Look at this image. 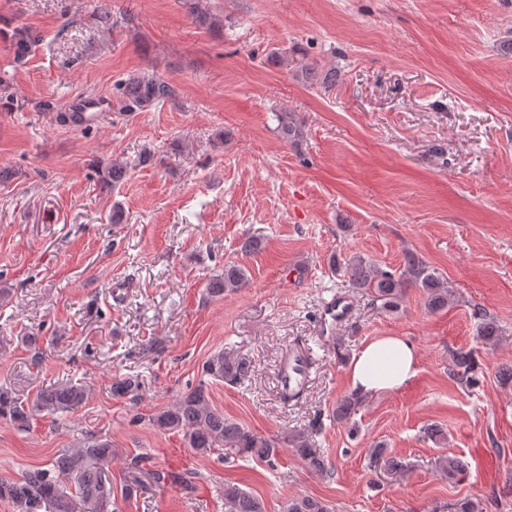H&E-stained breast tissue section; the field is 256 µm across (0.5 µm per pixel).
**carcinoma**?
<instances>
[{
    "label": "carcinoma",
    "instance_id": "cac0c4a2",
    "mask_svg": "<svg viewBox=\"0 0 512 512\" xmlns=\"http://www.w3.org/2000/svg\"><path fill=\"white\" fill-rule=\"evenodd\" d=\"M293 53L300 56L297 75L310 84H328L331 77L318 79L317 63L307 59L301 49ZM124 108L128 112H144L172 99L174 91L169 84L153 76L140 74L123 82L121 88ZM277 131L282 139L299 146L304 138V124L296 113L282 110L275 113ZM345 270L350 274L353 287L372 294L384 307H394L408 287L423 290L426 305L431 311L448 307L450 297L443 280L413 252H406L401 267L392 272L355 256ZM248 278L244 270L234 264H224V272L209 280V293L220 295L242 288ZM502 329L487 316L481 318L478 339L485 345H494ZM458 380L465 386L475 382V363L472 353L459 350L452 355ZM251 364L231 359L222 352L212 354L203 364L204 375L213 380H227L244 385L251 380ZM85 385L58 382L38 390L31 399L22 400L6 390L0 391V419L17 426H25L42 413L68 414L87 398ZM362 397L356 393L343 396L336 403V420L347 422L357 411ZM149 422L156 428L182 435L188 448L200 457H209L217 451L255 458L272 464L279 455L274 440L258 435L224 416L214 407L205 384L182 394L176 402L155 413ZM288 447L299 457L310 472L325 476L331 473L328 457L318 448L305 430L293 432L287 439ZM112 445L104 439L88 440L76 448L60 451L48 468H36L12 479H0V499L12 503L15 512H117L116 496L112 488ZM225 512H265L264 504L254 494L235 484L224 485ZM285 512H330L321 500L311 496L288 499ZM448 512H484L483 500L465 496L448 505Z\"/></svg>",
    "mask_w": 512,
    "mask_h": 512
}]
</instances>
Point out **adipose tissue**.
Instances as JSON below:
<instances>
[{"label": "adipose tissue", "mask_w": 512, "mask_h": 512, "mask_svg": "<svg viewBox=\"0 0 512 512\" xmlns=\"http://www.w3.org/2000/svg\"><path fill=\"white\" fill-rule=\"evenodd\" d=\"M419 351L403 336H383L354 355L348 379L352 389L368 395L404 387L418 372Z\"/></svg>", "instance_id": "1"}]
</instances>
